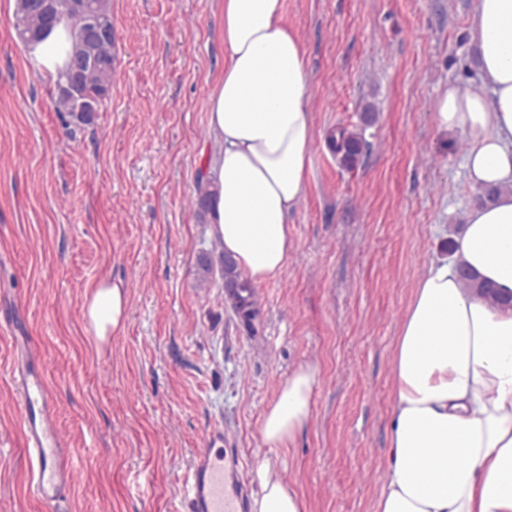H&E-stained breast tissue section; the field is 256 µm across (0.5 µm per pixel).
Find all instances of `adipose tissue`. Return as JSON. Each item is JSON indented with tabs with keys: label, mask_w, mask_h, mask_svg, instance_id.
<instances>
[{
	"label": "adipose tissue",
	"mask_w": 512,
	"mask_h": 512,
	"mask_svg": "<svg viewBox=\"0 0 512 512\" xmlns=\"http://www.w3.org/2000/svg\"><path fill=\"white\" fill-rule=\"evenodd\" d=\"M283 0H224V77L209 99L219 144L207 175L212 234L239 270L261 283L291 247L287 218L306 186L313 138L305 52L283 21ZM479 82L449 85L434 104L438 128L465 135L469 181L495 187L466 213L457 250L417 282L393 349L394 391L385 484L376 512H512V307L463 285L458 267L512 296V0H475L470 17ZM67 23L31 43L26 58L57 77ZM123 290L98 284L84 305L96 336L119 329ZM317 382L302 365L283 381L261 425L288 448L306 426ZM252 512H305L299 493L258 471Z\"/></svg>",
	"instance_id": "ef3b65f1"
}]
</instances>
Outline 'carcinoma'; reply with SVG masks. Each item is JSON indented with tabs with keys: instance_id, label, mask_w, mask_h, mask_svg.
<instances>
[{
	"instance_id": "obj_1",
	"label": "carcinoma",
	"mask_w": 512,
	"mask_h": 512,
	"mask_svg": "<svg viewBox=\"0 0 512 512\" xmlns=\"http://www.w3.org/2000/svg\"><path fill=\"white\" fill-rule=\"evenodd\" d=\"M93 8L84 13H77L67 7L68 0H59L60 8L57 17L69 22L70 49L68 58L79 51L84 30L94 22L104 21L108 26H113L112 0H91ZM45 25L43 16L33 13L28 9L27 0H17L15 12V29L19 39L24 44L45 39L41 34ZM115 68L107 69L86 64L82 75L78 96L72 100H65L59 94H53L52 101L54 111L65 119V125L70 121H83L77 110L84 106V102L91 101L100 107L112 90ZM335 153L340 164L345 168L356 166L363 151L367 148V142L363 132L356 128L340 126L332 136ZM196 206L198 212L203 214L209 211L211 203V184L203 170H198L196 178ZM197 268L201 281H210L214 269H220L224 280V303L236 314L241 325L250 334L257 333V328L251 324L253 313L258 311L256 295L251 283L238 270L234 259L224 254V251L206 252L197 260ZM464 284L483 295L494 296L489 286L469 271H461Z\"/></svg>"
}]
</instances>
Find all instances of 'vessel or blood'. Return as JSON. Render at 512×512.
Segmentation results:
<instances>
[{
  "label": "vessel or blood",
  "instance_id": "vessel-or-blood-1",
  "mask_svg": "<svg viewBox=\"0 0 512 512\" xmlns=\"http://www.w3.org/2000/svg\"><path fill=\"white\" fill-rule=\"evenodd\" d=\"M41 358L27 351L13 371L23 414V434L29 457L36 462L33 491L51 503L64 494L71 481V469L64 455V443L56 426L50 395L40 368ZM223 433L208 439L197 449L190 466L189 512H244L249 489L241 476H227L224 451L219 444Z\"/></svg>",
  "mask_w": 512,
  "mask_h": 512
}]
</instances>
